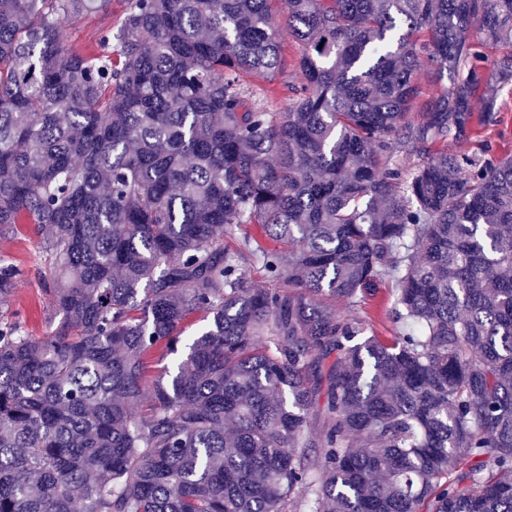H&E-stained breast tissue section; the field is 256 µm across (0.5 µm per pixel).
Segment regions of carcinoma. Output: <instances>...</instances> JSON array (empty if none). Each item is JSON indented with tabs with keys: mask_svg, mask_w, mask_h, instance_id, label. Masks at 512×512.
<instances>
[{
	"mask_svg": "<svg viewBox=\"0 0 512 512\" xmlns=\"http://www.w3.org/2000/svg\"><path fill=\"white\" fill-rule=\"evenodd\" d=\"M126 2L99 52L98 0H0V237L44 227L60 316L0 318V512H512V158L432 150L498 111L512 0ZM125 7V0H108L94 13L67 17L62 29L65 44L79 48L95 46L102 32L117 29ZM278 34L284 49L282 70L278 79L279 90L268 99V107L273 112H284L288 106V96L292 94L291 87L299 88L304 82V76L297 65L301 53L299 42L284 23L279 27ZM285 86H288V91ZM392 288L391 282H383L378 286L377 293L371 297L366 303L352 313L348 308L341 304L336 303V310L343 316H356L364 320L366 325L365 336H393L396 324L389 316L388 310L391 308V298L389 294Z\"/></svg>",
	"mask_w": 512,
	"mask_h": 512,
	"instance_id": "cac0c4a2",
	"label": "carcinoma"
}]
</instances>
